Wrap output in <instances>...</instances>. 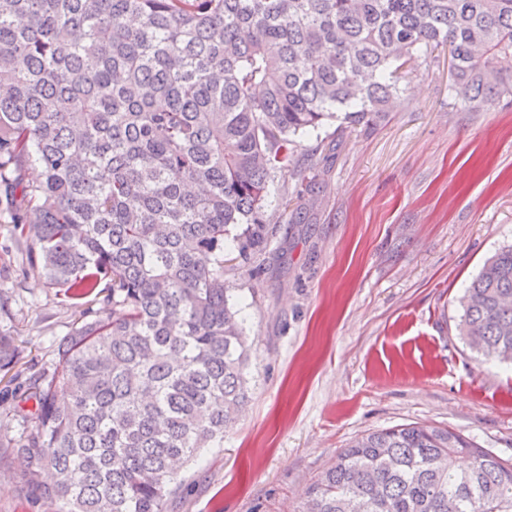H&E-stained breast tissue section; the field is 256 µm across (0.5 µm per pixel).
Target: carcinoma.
Instances as JSON below:
<instances>
[{
  "instance_id": "1",
  "label": "carcinoma",
  "mask_w": 512,
  "mask_h": 512,
  "mask_svg": "<svg viewBox=\"0 0 512 512\" xmlns=\"http://www.w3.org/2000/svg\"><path fill=\"white\" fill-rule=\"evenodd\" d=\"M444 46L468 109L512 96V0H0V201L78 312L11 442L27 499L166 512L178 466L250 399L227 241L244 263L266 248L298 138L384 118L398 72ZM460 306L469 345L512 362V245ZM21 359L0 330V374ZM302 512H512V458L438 426L373 431Z\"/></svg>"
}]
</instances>
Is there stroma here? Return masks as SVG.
Returning <instances> with one entry per match:
<instances>
[{
	"instance_id": "1",
	"label": "stroma",
	"mask_w": 512,
	"mask_h": 512,
	"mask_svg": "<svg viewBox=\"0 0 512 512\" xmlns=\"http://www.w3.org/2000/svg\"><path fill=\"white\" fill-rule=\"evenodd\" d=\"M448 49L409 74L404 102L371 127L305 135L269 186L276 230L250 266L224 264L253 341L251 399L223 442L177 476L167 512H297L307 486L358 435L414 422L512 458V365L458 334L459 297L512 244V100L479 112L451 90ZM27 244L0 213V327L22 376L54 361L75 313L26 273ZM0 447V512L26 502Z\"/></svg>"
}]
</instances>
